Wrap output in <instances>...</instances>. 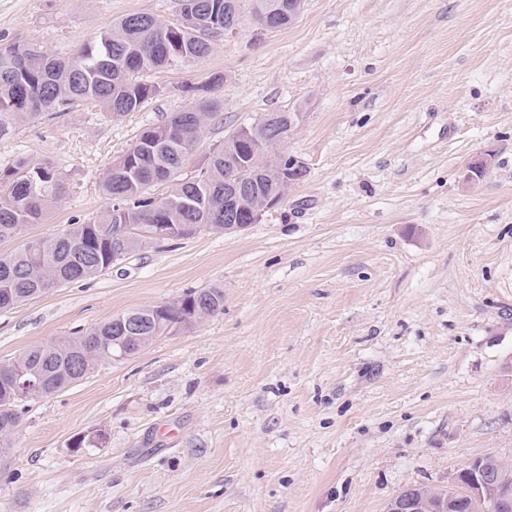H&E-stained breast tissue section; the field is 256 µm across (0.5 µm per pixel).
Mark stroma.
Here are the masks:
<instances>
[{
	"instance_id": "obj_1",
	"label": "stroma",
	"mask_w": 512,
	"mask_h": 512,
	"mask_svg": "<svg viewBox=\"0 0 512 512\" xmlns=\"http://www.w3.org/2000/svg\"><path fill=\"white\" fill-rule=\"evenodd\" d=\"M177 0H0V41L57 57ZM0 136V177L52 165L65 192L30 237L107 204L139 132L212 84L215 117L180 175L272 110L305 179L235 234L202 232L0 310V362L191 290L224 311L28 402L0 457V512H386L471 459L512 464V0H303L258 31L243 13L207 58ZM483 176L468 168L484 154ZM106 433L77 452L73 437Z\"/></svg>"
}]
</instances>
